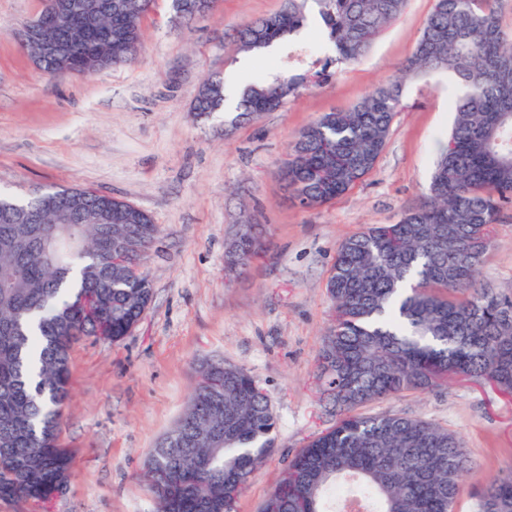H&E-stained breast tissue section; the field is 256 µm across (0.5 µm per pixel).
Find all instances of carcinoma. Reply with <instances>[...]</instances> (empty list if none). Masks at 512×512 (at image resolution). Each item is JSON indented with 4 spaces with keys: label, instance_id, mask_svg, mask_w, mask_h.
Listing matches in <instances>:
<instances>
[{
    "label": "carcinoma",
    "instance_id": "carcinoma-1",
    "mask_svg": "<svg viewBox=\"0 0 512 512\" xmlns=\"http://www.w3.org/2000/svg\"><path fill=\"white\" fill-rule=\"evenodd\" d=\"M306 0L236 31L240 49L259 53L291 41L306 23ZM335 61L356 63L404 12L407 0H314ZM154 0H123L112 64L133 61L141 22ZM498 0H432L416 47L398 74L347 111L326 112L289 144L277 177L303 208L321 207L355 188L376 166L398 112L405 81L450 72L465 88L452 100L453 127L434 163L421 204L394 224H375L339 245L327 283L333 321L316 360V380L335 423L315 434L288 464L261 512H454L470 461L458 436L398 414L364 415L366 403L440 386L454 378L494 382L512 392V294L485 288L479 270L500 210L512 204V31ZM196 0H171L179 23ZM331 61L295 76L258 78L241 92L239 117L282 107L299 87L329 77ZM224 105V78L199 85L195 111ZM79 193L52 187L27 199L0 195L20 218L0 224V498L44 500L69 481V452L58 441L69 396L72 343L108 331L117 341L138 324L152 298L149 277L129 264L149 252L157 232L144 211L89 194L82 224H55L54 203ZM109 206L129 232L128 263L112 261ZM260 244L244 231L229 251L244 267ZM83 293L94 306L71 302ZM175 424L151 449L145 472L170 468L179 501L152 489L156 512H236L250 478L274 449L276 419L256 379L209 361ZM224 378L216 401L208 386ZM478 512H512V470L491 481Z\"/></svg>",
    "mask_w": 512,
    "mask_h": 512
}]
</instances>
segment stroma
I'll return each instance as SVG.
<instances>
[{"label":"stroma","instance_id":"obj_1","mask_svg":"<svg viewBox=\"0 0 512 512\" xmlns=\"http://www.w3.org/2000/svg\"><path fill=\"white\" fill-rule=\"evenodd\" d=\"M431 5L408 0L363 58L347 65L334 62L309 0L298 37L308 54L295 70L329 58L332 77L228 135L224 112H195L198 87L247 59L252 79L283 70V52L249 57L229 40L238 26L277 12L281 0H220L186 26L172 22L169 0H156L142 19L135 61L57 78L19 40L40 0H0V192L25 197L63 186L107 194L147 212L159 230L145 261L152 300L138 325L117 342L84 336L71 347L59 425L71 453L66 490L44 503L0 499V512H154L144 462L181 416L204 359L250 373L276 417L275 448L237 506L259 512L309 437L334 421L314 371L332 323L327 282L337 248L420 203L454 121V77L434 72L406 83L376 167L332 203L301 208L276 170L302 128L350 109L392 77L413 52ZM246 223L260 231L262 249L246 267H228L226 251ZM494 229L480 282L504 292L512 286V205ZM362 411L421 418L461 438L472 469L455 512H477L484 488L512 466V395L488 381L453 379Z\"/></svg>","mask_w":512,"mask_h":512}]
</instances>
